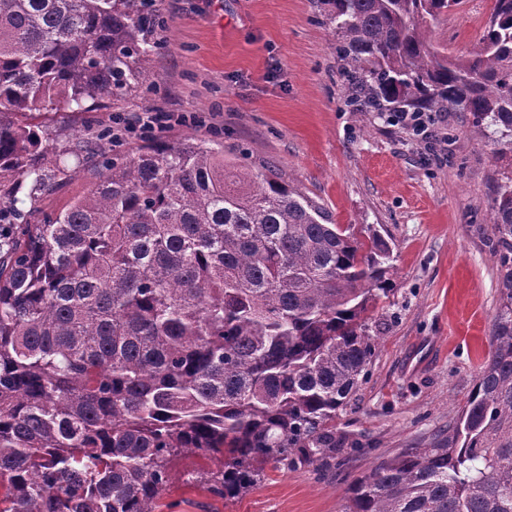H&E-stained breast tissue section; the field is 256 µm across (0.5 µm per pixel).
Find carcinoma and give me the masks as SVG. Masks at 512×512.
<instances>
[{"instance_id":"obj_1","label":"carcinoma","mask_w":512,"mask_h":512,"mask_svg":"<svg viewBox=\"0 0 512 512\" xmlns=\"http://www.w3.org/2000/svg\"><path fill=\"white\" fill-rule=\"evenodd\" d=\"M465 4L321 0L365 111L468 112L505 161L488 358L448 432L356 479L346 512H512V0L462 58L428 30ZM159 20L156 0H0V227L24 221L0 233V512H156L186 454L219 461L200 484L223 499L334 459L380 339L385 240L222 143L97 159L84 195L38 209L92 149L75 125L56 150L61 110L137 87Z\"/></svg>"}]
</instances>
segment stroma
<instances>
[{
	"label": "stroma",
	"mask_w": 512,
	"mask_h": 512,
	"mask_svg": "<svg viewBox=\"0 0 512 512\" xmlns=\"http://www.w3.org/2000/svg\"><path fill=\"white\" fill-rule=\"evenodd\" d=\"M137 90L87 113L116 118L172 112L168 138L220 136L245 165L275 163L335 223L375 228L394 257L380 303L381 340L337 434L352 446L328 469L266 468L264 480L223 501L193 482L213 461L173 463L161 512H343L351 481L405 448L427 446L462 407L488 353L497 259L487 241L498 145L466 112L438 113L424 142L391 113L362 112L344 77L318 0H158ZM493 0H474L432 27L435 43L467 54Z\"/></svg>",
	"instance_id": "obj_1"
}]
</instances>
